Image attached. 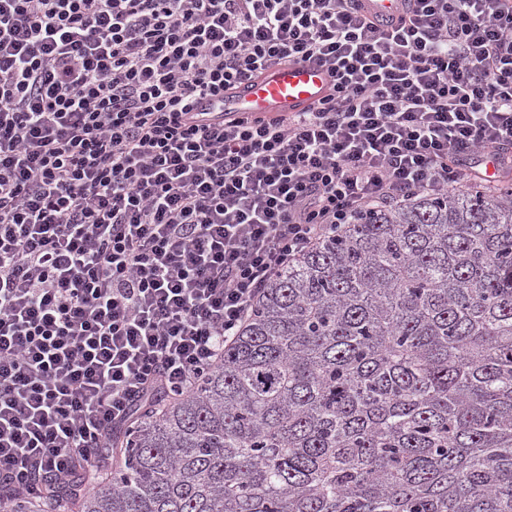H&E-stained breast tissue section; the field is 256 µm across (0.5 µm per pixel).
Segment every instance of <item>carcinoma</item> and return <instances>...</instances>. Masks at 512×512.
<instances>
[{"label": "carcinoma", "instance_id": "cac0c4a2", "mask_svg": "<svg viewBox=\"0 0 512 512\" xmlns=\"http://www.w3.org/2000/svg\"><path fill=\"white\" fill-rule=\"evenodd\" d=\"M14 512H512V188L368 212L268 282L224 359Z\"/></svg>", "mask_w": 512, "mask_h": 512}]
</instances>
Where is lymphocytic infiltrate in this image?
Returning a JSON list of instances; mask_svg holds the SVG:
<instances>
[{"label":"lymphocytic infiltrate","mask_w":512,"mask_h":512,"mask_svg":"<svg viewBox=\"0 0 512 512\" xmlns=\"http://www.w3.org/2000/svg\"><path fill=\"white\" fill-rule=\"evenodd\" d=\"M313 60L316 105L198 122ZM512 162V0H0V512L104 472L254 299L364 212Z\"/></svg>","instance_id":"1"}]
</instances>
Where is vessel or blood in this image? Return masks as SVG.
Wrapping results in <instances>:
<instances>
[{
  "label": "vessel or blood",
  "mask_w": 512,
  "mask_h": 512,
  "mask_svg": "<svg viewBox=\"0 0 512 512\" xmlns=\"http://www.w3.org/2000/svg\"><path fill=\"white\" fill-rule=\"evenodd\" d=\"M330 76L318 64L299 61L272 66L264 76L241 81L228 95L206 97L194 105L201 120L222 121L225 113L273 115L318 103L327 93Z\"/></svg>",
  "instance_id": "obj_1"
}]
</instances>
